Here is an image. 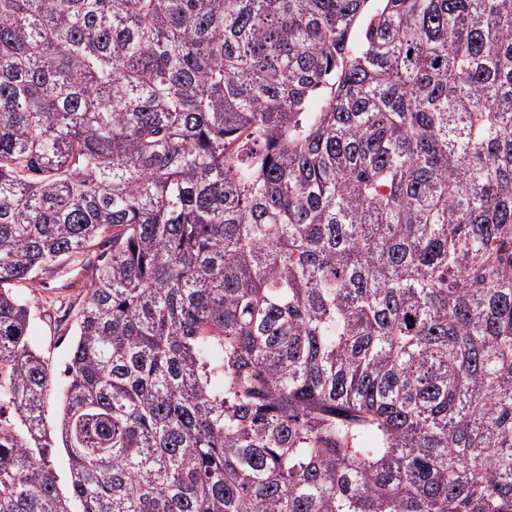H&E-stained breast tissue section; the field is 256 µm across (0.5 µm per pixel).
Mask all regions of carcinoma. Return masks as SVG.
<instances>
[{
    "label": "carcinoma",
    "instance_id": "obj_1",
    "mask_svg": "<svg viewBox=\"0 0 512 512\" xmlns=\"http://www.w3.org/2000/svg\"><path fill=\"white\" fill-rule=\"evenodd\" d=\"M0 512H512V0H0ZM109 237L98 240L83 258H70L50 267L39 275L41 280L18 283L14 293L27 303L33 314L31 342L42 353L56 376L69 359L75 336L76 316L82 308L85 292L91 280L86 271L93 270L94 258L110 251ZM56 448L52 449V460L54 462L55 470L58 475V487L60 493L64 497L70 496L69 481H68V455L65 448H62V443L57 436H55Z\"/></svg>",
    "mask_w": 512,
    "mask_h": 512
}]
</instances>
